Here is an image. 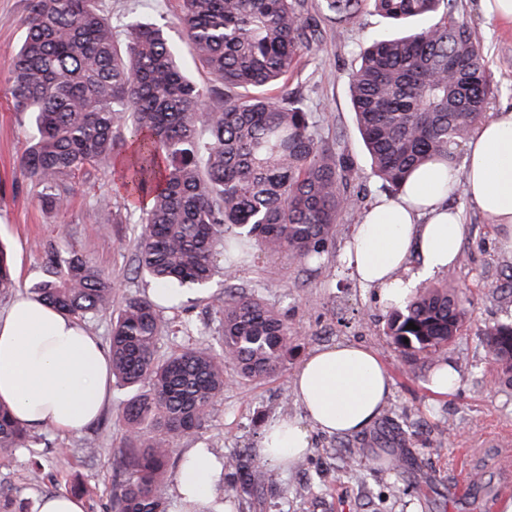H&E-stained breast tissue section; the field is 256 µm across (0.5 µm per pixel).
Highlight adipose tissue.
Segmentation results:
<instances>
[{"label": "adipose tissue", "mask_w": 512, "mask_h": 512, "mask_svg": "<svg viewBox=\"0 0 512 512\" xmlns=\"http://www.w3.org/2000/svg\"><path fill=\"white\" fill-rule=\"evenodd\" d=\"M463 192L499 230V246L512 253V110L483 122L467 144L466 176L430 163L414 171L398 195L375 203L345 248L359 284L400 304L416 285L448 271L459 254L463 226L448 204ZM392 380L371 349L338 343L304 359L292 393L304 420L271 421L258 456L287 468L304 456L311 429L352 435L369 426L391 394ZM108 355L76 320L39 299L18 295L0 312V406L27 427L77 431L95 421L112 396ZM176 484L184 512H230L209 489L222 466L206 448L187 449Z\"/></svg>", "instance_id": "adipose-tissue-1"}]
</instances>
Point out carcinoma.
Instances as JSON below:
<instances>
[{
  "mask_svg": "<svg viewBox=\"0 0 512 512\" xmlns=\"http://www.w3.org/2000/svg\"><path fill=\"white\" fill-rule=\"evenodd\" d=\"M99 0H27L23 42L7 79L14 111L35 129L20 161L39 188V205L63 216L76 183L89 184L120 158L127 203L143 232L137 272L169 288L208 287L219 257L254 244L299 263L321 259L341 213L356 199L344 188L350 159L326 149L312 113L284 88L322 25L337 35L367 11L394 23L433 22L385 34L360 50L349 91L373 175L398 191L436 159L454 165L456 149L486 112L492 88L483 51L456 15V0H180L181 38L213 84L187 75L168 25L126 24L119 45ZM32 293L68 316L112 308V277L84 255L51 259ZM233 265L224 293L219 350L187 345L155 356L162 326L149 298H129L112 324V383L133 392L121 407L126 446L106 512H166L158 483L170 444L199 434L224 391V367L239 378L277 375L293 336L288 317L237 292ZM15 287L0 248V293ZM466 291L447 281L422 285L392 311L385 335L404 361L428 358L462 335ZM414 323L417 329L407 328ZM483 342L512 382V323L489 327ZM30 446L25 428L0 407V456ZM230 490H253L246 456L224 457Z\"/></svg>",
  "mask_w": 512,
  "mask_h": 512,
  "instance_id": "obj_1",
  "label": "carcinoma"
}]
</instances>
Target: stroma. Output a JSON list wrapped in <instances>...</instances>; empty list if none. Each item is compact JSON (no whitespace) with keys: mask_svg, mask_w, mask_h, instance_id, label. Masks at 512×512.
Wrapping results in <instances>:
<instances>
[{"mask_svg":"<svg viewBox=\"0 0 512 512\" xmlns=\"http://www.w3.org/2000/svg\"><path fill=\"white\" fill-rule=\"evenodd\" d=\"M114 26L130 18L161 21L178 27L179 0H102ZM458 14L467 21L488 60L493 88L489 114L512 108V22L489 23L479 0H458ZM26 0H0V242L12 256L16 288L0 295V311L14 294H26L47 274V248L63 254L83 251L116 284L113 308L132 296L149 294L150 281L134 271V254L141 226L130 219L114 223V207L123 205L121 180L113 169L100 179L78 186L65 216L43 210L35 184L24 177L20 160L32 131L28 114L14 111L5 80L11 69L12 49L24 36ZM386 27L376 14H365L343 36L323 28L313 51L303 57L286 91L312 112L323 144L342 146L354 170L349 189L359 202L344 214L336 237L322 259L304 265L285 256L263 254L240 259L235 287L255 294L285 312L297 331L285 369L278 375L242 381L225 368L227 384L197 436L176 438L163 484L167 512H179L175 486L186 449L210 448L217 456L248 455L257 474L254 494H238L235 512H488L487 501L498 486L493 449L480 461L479 492L453 497L460 457L466 448L500 432L512 433V385L502 381L482 342L483 332L499 322L512 321V292L504 290L512 273V254L497 245V228L463 193L449 198L463 224L457 262L447 276L470 288L465 331L437 360L410 366L384 334L390 312L375 291L360 288L343 260L344 249L361 223L364 211L385 191L372 175L362 146L348 94L357 54ZM111 199L100 207V198ZM211 292L188 293L184 303L160 311L164 326L156 351L165 358L183 346L178 335L189 323L201 333L204 345L218 346L221 328L212 293L224 290L216 275ZM353 342L372 349L392 378L390 398L376 421L364 431L347 436L314 432L309 454L289 470L273 468L258 457V444L267 422L280 415L299 417L303 411L292 395V379L303 359L314 349ZM452 362L460 384L445 396L432 394L429 377L437 361ZM128 391L113 389L100 418L76 432L52 427L28 428L31 450L13 451L0 461V489L24 500L29 512H38L45 495L64 490L77 477L92 492L86 512H103L114 467L125 446L126 425L121 406ZM95 442L96 456L83 448ZM39 454L44 478L30 479L31 456ZM403 458L393 471L390 462Z\"/></svg>","mask_w":512,"mask_h":512,"instance_id":"1","label":"stroma"}]
</instances>
